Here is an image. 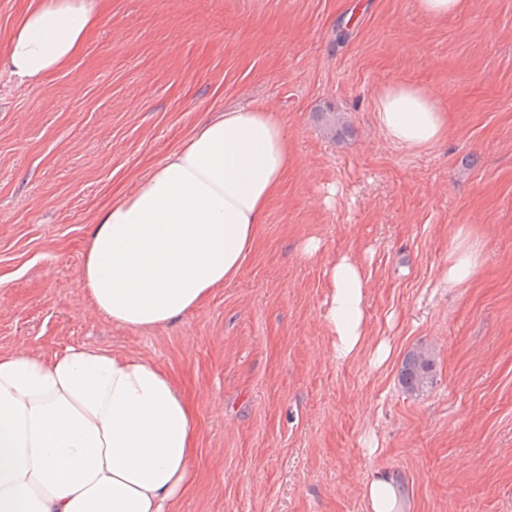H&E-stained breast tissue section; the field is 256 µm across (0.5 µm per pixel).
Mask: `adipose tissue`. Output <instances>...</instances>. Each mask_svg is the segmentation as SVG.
Listing matches in <instances>:
<instances>
[{"label":"adipose tissue","mask_w":512,"mask_h":512,"mask_svg":"<svg viewBox=\"0 0 512 512\" xmlns=\"http://www.w3.org/2000/svg\"><path fill=\"white\" fill-rule=\"evenodd\" d=\"M99 8L30 0L0 66L18 88L43 83L78 53ZM374 112L384 137L407 149L448 134L446 109L410 84L383 88ZM289 159L285 125L268 107L201 122L89 231L80 286L94 312L152 330L236 278ZM326 275L325 320L344 362L365 336L367 281L347 254ZM197 447L190 399L149 361L84 345L49 358L0 353V512H168L193 480ZM363 497L368 512H398L407 490L377 472Z\"/></svg>","instance_id":"ef3b65f1"}]
</instances>
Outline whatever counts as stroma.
<instances>
[{
  "mask_svg": "<svg viewBox=\"0 0 512 512\" xmlns=\"http://www.w3.org/2000/svg\"><path fill=\"white\" fill-rule=\"evenodd\" d=\"M396 83L447 107L444 140L385 139L374 100ZM256 104L292 158L239 275L162 329L93 314L79 282L100 211L207 114ZM465 241L481 259L451 288ZM345 253L367 322L340 362L325 271ZM77 344L191 397L195 480L174 512H367L376 471L405 484L404 512H512V0L444 20L417 0H107L49 81L0 71V352ZM421 346L433 383L411 394L399 371Z\"/></svg>",
  "mask_w": 512,
  "mask_h": 512,
  "instance_id": "1",
  "label": "stroma"
}]
</instances>
